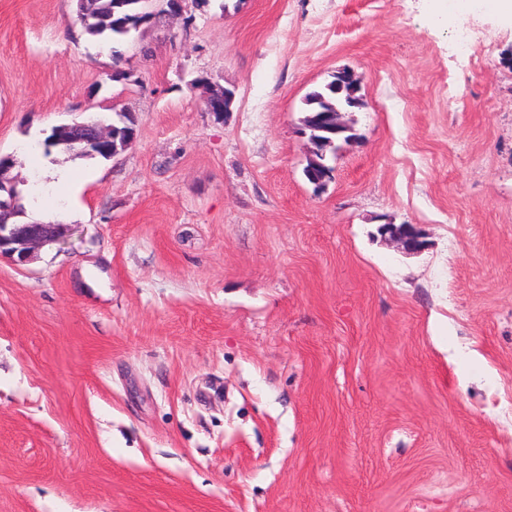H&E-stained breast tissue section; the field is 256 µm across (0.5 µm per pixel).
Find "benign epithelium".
<instances>
[{
  "instance_id": "7a95c632",
  "label": "benign epithelium",
  "mask_w": 512,
  "mask_h": 512,
  "mask_svg": "<svg viewBox=\"0 0 512 512\" xmlns=\"http://www.w3.org/2000/svg\"><path fill=\"white\" fill-rule=\"evenodd\" d=\"M235 99L234 91L224 89V93L212 96L208 101V110L229 112L231 108L226 106L227 102ZM319 124L321 131L333 135L327 141V145L333 146L335 142L342 139L343 135L352 131V127L342 120V111H323L320 113ZM75 128L83 131L85 136L81 141L87 146L96 149H107L112 144V128H105L94 122H84L75 125ZM314 166L309 168L310 179L314 182L315 188H322L326 181L331 179L333 171L329 165L312 159ZM10 164L0 165V258L8 257L18 264L29 262L38 247L60 240L68 231L65 224H42V223H18L17 218L11 216L12 197L11 187L14 182L6 177ZM383 234H390L411 254L424 250L426 243L420 231L414 224L384 223L380 227Z\"/></svg>"
}]
</instances>
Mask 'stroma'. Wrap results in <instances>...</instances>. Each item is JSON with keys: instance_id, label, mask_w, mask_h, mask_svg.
Returning a JSON list of instances; mask_svg holds the SVG:
<instances>
[{"instance_id": "35a3bbf8", "label": "stroma", "mask_w": 512, "mask_h": 512, "mask_svg": "<svg viewBox=\"0 0 512 512\" xmlns=\"http://www.w3.org/2000/svg\"><path fill=\"white\" fill-rule=\"evenodd\" d=\"M427 6L157 0L116 60L75 0H0V155L72 174L24 215L70 236L0 258V512H512V25ZM342 68L318 193L304 97ZM117 111L113 159L22 150ZM336 74L343 80L354 79L355 74L349 69H341ZM336 74L333 75V79L323 86H319L311 90L305 96V112L308 115L304 118L303 124L309 125L313 123L315 115L319 106L323 104H330L336 109V112L323 111L319 112V124L321 125L320 131L329 133L335 136V140L330 138L327 141L326 146H335V143L340 139L346 142L345 133L352 132V127L342 120V113L353 112V109L359 108L361 102H355L352 104V109H348L349 101L360 99V82L359 79L346 83L343 87L337 84ZM338 109H337V108ZM341 109V110H339ZM380 231L382 234L389 233L406 252L411 254L421 252L426 246L420 231L414 224L384 223L381 225Z\"/></svg>"}]
</instances>
